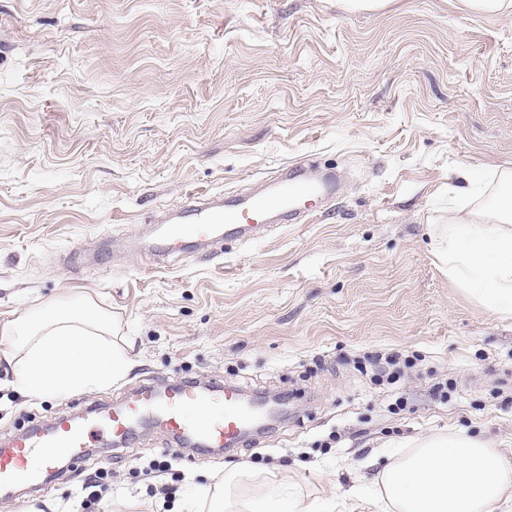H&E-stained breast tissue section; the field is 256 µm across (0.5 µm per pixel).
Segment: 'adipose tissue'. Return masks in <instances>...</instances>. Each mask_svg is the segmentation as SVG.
Instances as JSON below:
<instances>
[{
  "mask_svg": "<svg viewBox=\"0 0 512 512\" xmlns=\"http://www.w3.org/2000/svg\"><path fill=\"white\" fill-rule=\"evenodd\" d=\"M459 202L435 225L432 250L449 279L473 302L512 317V169L466 174ZM119 326L92 298L55 302L0 324V357L16 383L40 397H67L112 385L131 367L117 342ZM246 466L225 470L201 497L184 498L178 512H314L282 470L261 474L260 496L240 493ZM512 495V462L485 440L457 430L434 434L388 454L374 491L343 492L345 512H493Z\"/></svg>",
  "mask_w": 512,
  "mask_h": 512,
  "instance_id": "1",
  "label": "adipose tissue"
}]
</instances>
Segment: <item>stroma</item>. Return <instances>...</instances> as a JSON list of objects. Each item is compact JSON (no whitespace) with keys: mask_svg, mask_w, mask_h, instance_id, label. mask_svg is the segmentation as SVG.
<instances>
[{"mask_svg":"<svg viewBox=\"0 0 512 512\" xmlns=\"http://www.w3.org/2000/svg\"><path fill=\"white\" fill-rule=\"evenodd\" d=\"M335 200L217 256L158 262L143 240L185 194L247 191L298 160ZM512 166V12L458 0H0V324L50 301L112 312L132 369L63 399L0 360V440L179 377L286 394L290 411L218 456L143 430L37 494L84 512H173L245 463L309 500L370 488L369 459L451 429L512 459V318L466 296L432 253L456 170ZM449 383L447 401L432 394ZM406 405L390 413L396 397Z\"/></svg>","mask_w":512,"mask_h":512,"instance_id":"1","label":"stroma"}]
</instances>
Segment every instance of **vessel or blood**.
I'll list each match as a JSON object with an SVG mask.
<instances>
[{"label":"vessel or blood","mask_w":512,"mask_h":512,"mask_svg":"<svg viewBox=\"0 0 512 512\" xmlns=\"http://www.w3.org/2000/svg\"><path fill=\"white\" fill-rule=\"evenodd\" d=\"M335 194L331 174H313L298 162L265 178L260 192L188 195L174 223L156 226L148 247L158 256L204 252L227 237L246 238L276 222L310 217L316 203ZM273 413L238 386L220 381L144 384L120 403H99L87 414L63 415L1 441L0 496L12 497L22 484L40 487L62 478L77 470L94 446H125L144 426L164 431L182 446L212 451L238 445L255 420Z\"/></svg>","instance_id":"1"}]
</instances>
